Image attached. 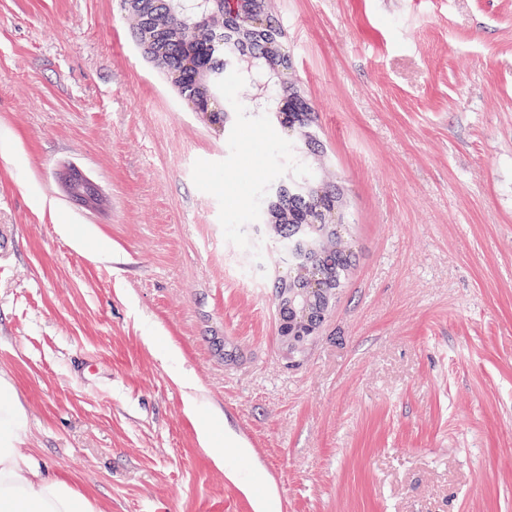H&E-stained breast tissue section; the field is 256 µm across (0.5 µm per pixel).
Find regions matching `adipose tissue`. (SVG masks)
Here are the masks:
<instances>
[{"mask_svg": "<svg viewBox=\"0 0 512 512\" xmlns=\"http://www.w3.org/2000/svg\"><path fill=\"white\" fill-rule=\"evenodd\" d=\"M25 417L14 390L0 381V512H100L65 476L49 473L18 447Z\"/></svg>", "mask_w": 512, "mask_h": 512, "instance_id": "ef3b65f1", "label": "adipose tissue"}]
</instances>
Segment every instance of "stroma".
Listing matches in <instances>:
<instances>
[{"mask_svg":"<svg viewBox=\"0 0 512 512\" xmlns=\"http://www.w3.org/2000/svg\"><path fill=\"white\" fill-rule=\"evenodd\" d=\"M126 12L0 0L21 450L102 512H512V0H269L354 254L297 349L253 232L279 113L194 112Z\"/></svg>","mask_w":512,"mask_h":512,"instance_id":"35a3bbf8","label":"stroma"}]
</instances>
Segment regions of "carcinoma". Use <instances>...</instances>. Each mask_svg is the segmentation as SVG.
Segmentation results:
<instances>
[{
    "mask_svg": "<svg viewBox=\"0 0 512 512\" xmlns=\"http://www.w3.org/2000/svg\"><path fill=\"white\" fill-rule=\"evenodd\" d=\"M251 8L265 15L260 28L235 25L230 21L224 28H202L195 25V11L188 0H151V11L145 16V27L152 29L153 39L140 41L157 66L169 73L187 100L204 96L224 98L223 111L215 119L224 123L234 112L233 99L226 86L234 83L238 72L231 61L244 56L264 70L271 64L282 67L288 58L273 52L282 48L279 28L272 17L265 14L264 0H251ZM294 109L281 115L282 123L300 129L302 146L313 142L312 113L307 103L293 87L286 91ZM288 186L281 189L270 204L275 224L271 225L273 238L286 261L313 258L324 278L340 287L352 264V254L338 247V225L315 222L319 210L333 208L342 211L344 194L337 185L324 192L322 175L312 170L305 159L294 152ZM301 281L279 280L275 285L279 309L299 297Z\"/></svg>",
    "mask_w": 512,
    "mask_h": 512,
    "instance_id": "1",
    "label": "carcinoma"
}]
</instances>
